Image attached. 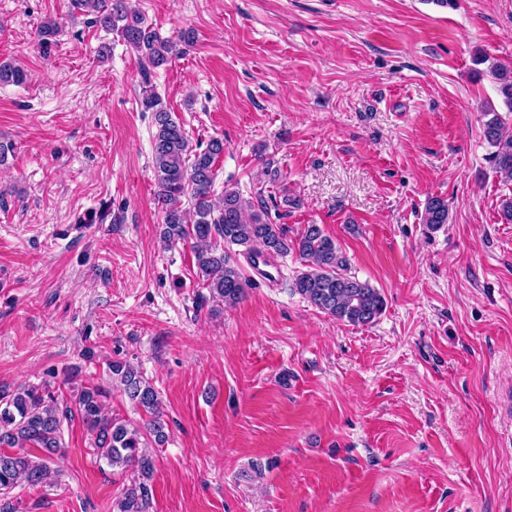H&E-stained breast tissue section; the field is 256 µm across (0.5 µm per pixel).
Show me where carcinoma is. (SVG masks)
Here are the masks:
<instances>
[{
    "mask_svg": "<svg viewBox=\"0 0 512 512\" xmlns=\"http://www.w3.org/2000/svg\"><path fill=\"white\" fill-rule=\"evenodd\" d=\"M74 7L120 37L143 64L142 106L153 113L156 127L152 160L158 185L156 200L163 213L160 239L166 247L193 242L198 277L210 296L231 307L243 299L249 287L232 259L231 246L270 255L293 250L306 267L293 282L298 294L340 321L363 326L376 322L385 310L384 298L368 283L347 273L346 257L319 225L308 224L298 237L290 239L288 229L271 220L263 201L246 200L231 189L214 197L215 166L224 153V141L213 137L202 149L192 147L182 124L150 85L151 70L170 61L174 43L146 24L129 0H74ZM60 32L56 21L42 23L39 45H53ZM489 72L499 84L507 111L512 113V65L493 63ZM27 80L21 66L0 62V85L20 86ZM484 116V138L493 148L488 161L504 181H512V136L503 132L499 113L486 112ZM448 220V202L437 196L429 198L423 223L438 229ZM107 372L112 386L149 415L144 429L132 428L128 422L103 413L104 399L110 395L104 386L81 389L75 404L91 435L94 454L114 469L132 468L136 472L116 503V512H149L154 472L151 448L168 439L159 393L125 361L107 362ZM67 413L68 409L60 408L55 396L46 390H0V512H12L8 498L20 480L32 487L50 483L48 459L62 447V418ZM34 449L43 456L34 455Z\"/></svg>",
    "mask_w": 512,
    "mask_h": 512,
    "instance_id": "obj_1",
    "label": "carcinoma"
}]
</instances>
